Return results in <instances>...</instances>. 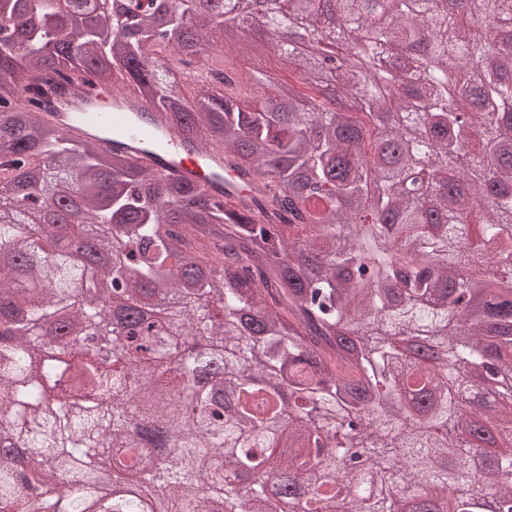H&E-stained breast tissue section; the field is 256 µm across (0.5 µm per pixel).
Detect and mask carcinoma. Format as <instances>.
<instances>
[{
    "label": "carcinoma",
    "instance_id": "obj_1",
    "mask_svg": "<svg viewBox=\"0 0 512 512\" xmlns=\"http://www.w3.org/2000/svg\"><path fill=\"white\" fill-rule=\"evenodd\" d=\"M130 5L0 0V189L112 254L0 215V512H512V0ZM111 77L237 199L46 118ZM248 40V53L239 64L244 68V84L255 87L253 76L258 75L257 71L274 73L280 78L298 84L299 72L288 71V68L282 66L276 48L267 37L256 34L249 36Z\"/></svg>",
    "mask_w": 512,
    "mask_h": 512
}]
</instances>
